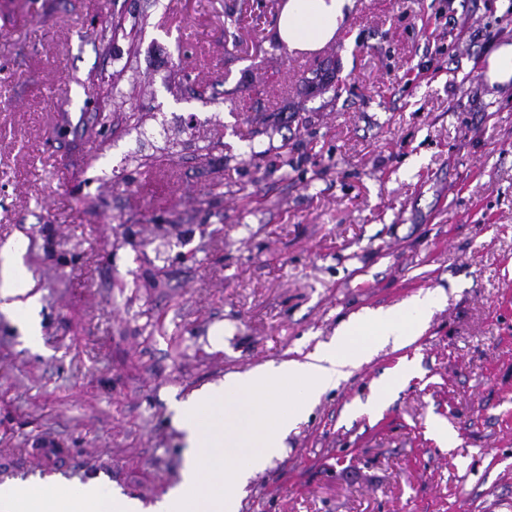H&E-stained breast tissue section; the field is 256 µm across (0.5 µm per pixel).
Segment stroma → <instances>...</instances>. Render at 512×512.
Segmentation results:
<instances>
[{
    "label": "stroma",
    "instance_id": "35a3bbf8",
    "mask_svg": "<svg viewBox=\"0 0 512 512\" xmlns=\"http://www.w3.org/2000/svg\"><path fill=\"white\" fill-rule=\"evenodd\" d=\"M285 3L0 0V245L42 331L0 313V485L152 506L174 402L430 294L239 512H512V86L483 73L512 0H354L313 52L279 41Z\"/></svg>",
    "mask_w": 512,
    "mask_h": 512
}]
</instances>
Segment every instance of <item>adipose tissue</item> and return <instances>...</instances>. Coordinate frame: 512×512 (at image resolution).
Returning a JSON list of instances; mask_svg holds the SVG:
<instances>
[{
    "instance_id": "adipose-tissue-1",
    "label": "adipose tissue",
    "mask_w": 512,
    "mask_h": 512,
    "mask_svg": "<svg viewBox=\"0 0 512 512\" xmlns=\"http://www.w3.org/2000/svg\"><path fill=\"white\" fill-rule=\"evenodd\" d=\"M354 0H287L278 36L288 48L314 50L331 41ZM17 245L0 247L7 280L0 312L24 325L30 345L40 342L34 283ZM432 296L412 304L357 315L304 359L268 363L192 392L176 406L175 423L187 446L180 483L151 510L93 479L74 486L30 481L0 485V512H239L249 478L282 451V441L314 403L378 347L402 348L420 335Z\"/></svg>"
}]
</instances>
